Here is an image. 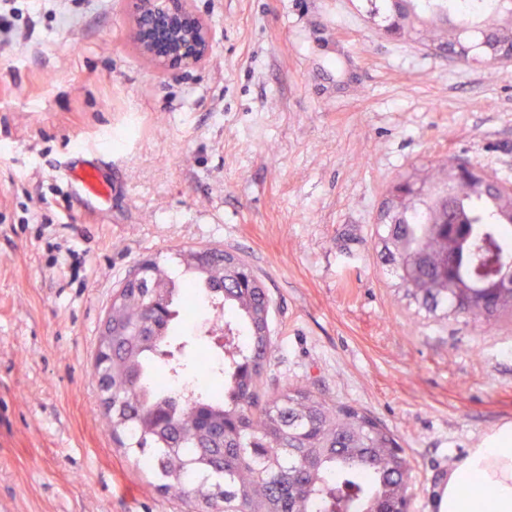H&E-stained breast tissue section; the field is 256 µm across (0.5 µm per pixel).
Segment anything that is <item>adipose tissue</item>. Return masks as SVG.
<instances>
[{
	"instance_id": "1",
	"label": "adipose tissue",
	"mask_w": 512,
	"mask_h": 512,
	"mask_svg": "<svg viewBox=\"0 0 512 512\" xmlns=\"http://www.w3.org/2000/svg\"><path fill=\"white\" fill-rule=\"evenodd\" d=\"M436 512H512V432L469 449L434 500Z\"/></svg>"
}]
</instances>
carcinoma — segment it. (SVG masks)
Returning <instances> with one entry per match:
<instances>
[{
	"label": "carcinoma",
	"mask_w": 512,
	"mask_h": 512,
	"mask_svg": "<svg viewBox=\"0 0 512 512\" xmlns=\"http://www.w3.org/2000/svg\"><path fill=\"white\" fill-rule=\"evenodd\" d=\"M393 35H414L464 62L512 53V0H367ZM455 159L423 179L418 200L381 225L385 265L428 313L492 327L512 316V196L484 175L452 183ZM465 220L468 238L446 224ZM205 262L180 254L174 271L139 266L138 288L112 306L93 368L106 430L157 487L194 512H401L412 470L395 434L364 410L305 385L261 392L271 365V305L253 268L218 247ZM224 324L223 362L171 350L190 295Z\"/></svg>",
	"instance_id": "cac0c4a2"
}]
</instances>
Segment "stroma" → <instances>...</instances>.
<instances>
[{
  "mask_svg": "<svg viewBox=\"0 0 512 512\" xmlns=\"http://www.w3.org/2000/svg\"><path fill=\"white\" fill-rule=\"evenodd\" d=\"M0 38V512H186L102 427L101 323L147 256L220 246L271 299L268 386L369 412L408 512L512 427V318L419 310L381 259L389 188L449 156L512 184V62L392 38L362 0H192L206 62L156 71L128 0H14ZM112 199L73 194L102 136Z\"/></svg>",
  "mask_w": 512,
  "mask_h": 512,
  "instance_id": "35a3bbf8",
  "label": "stroma"
}]
</instances>
